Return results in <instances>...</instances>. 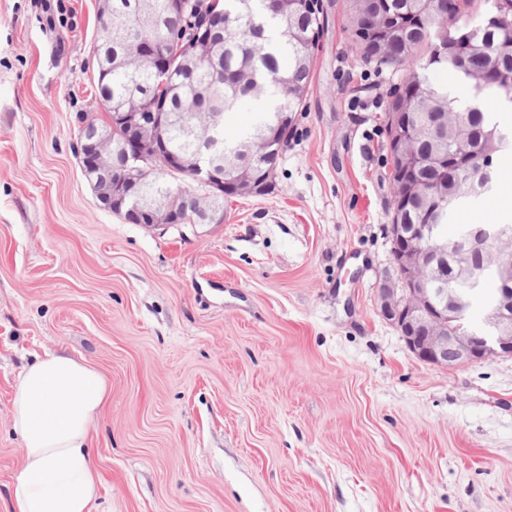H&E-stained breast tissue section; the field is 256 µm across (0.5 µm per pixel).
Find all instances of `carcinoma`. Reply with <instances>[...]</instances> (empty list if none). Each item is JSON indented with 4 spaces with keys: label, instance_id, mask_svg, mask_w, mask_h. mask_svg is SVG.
<instances>
[{
    "label": "carcinoma",
    "instance_id": "obj_1",
    "mask_svg": "<svg viewBox=\"0 0 512 512\" xmlns=\"http://www.w3.org/2000/svg\"><path fill=\"white\" fill-rule=\"evenodd\" d=\"M139 0H112V26L100 23L96 44L101 47L104 67L108 73L98 72L96 103L107 119L99 125L111 129L110 117L115 112H167L168 123L162 127L167 143L177 154L191 157L197 149H207L215 158H223L224 182L236 179L238 166L249 167L254 177L266 182L276 169L274 157L259 156L253 143L260 138H273L286 145L294 122V112L307 97L313 50L319 39L321 26L314 11L295 17L291 25L284 24L278 14L268 8L267 0H220L216 10H208L207 24L211 25L213 41L210 55L198 59L193 55L192 42L185 41L181 52L171 63L172 76L165 90L154 87L153 76L147 64L138 67L129 63L131 48L139 41L151 40L155 32L140 28L137 12ZM159 28L193 29L195 15H187L172 6L171 0H156ZM381 9L395 20L405 38L384 55L373 48L367 33L372 21L353 17L354 36L362 49L364 59L396 68L405 73L401 93L413 98L410 111L415 151L420 163L413 171L414 178L428 191L440 192L454 176L473 174L478 160L477 137L488 130L496 131L501 145L509 143L498 122L484 110L487 101L506 99L512 94L498 83L487 86L478 95L473 107L450 96L448 86L430 79L429 73L452 72L462 86H470L472 69H490L493 72H512V52L502 48L503 38L485 23L462 24V31H478L481 50L470 57L467 64L459 62L457 53L433 56L435 42L443 33L437 15L435 0H381ZM276 86L280 96L273 112H266L247 127L233 128L228 119L251 100L267 94ZM458 113L459 121L471 129L476 138L435 137L430 129V114L435 106ZM489 180L478 191L465 197L448 198L438 209L426 210L417 206L392 203L395 224H433L434 238H445L449 217L466 205L487 196L493 189L498 170L489 166ZM169 188L168 175L154 173L148 182L138 187L146 196H160ZM485 226L474 220L457 227L448 240L468 242L475 231ZM471 262L488 272L486 282L492 292L486 303L500 298L498 271L490 272L489 255L481 251L469 253ZM456 295L470 306L471 300L483 291L472 280L457 276L456 259L451 254L440 257Z\"/></svg>",
    "mask_w": 512,
    "mask_h": 512
}]
</instances>
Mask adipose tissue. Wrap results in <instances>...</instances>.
<instances>
[{"label":"adipose tissue","instance_id":"adipose-tissue-1","mask_svg":"<svg viewBox=\"0 0 512 512\" xmlns=\"http://www.w3.org/2000/svg\"><path fill=\"white\" fill-rule=\"evenodd\" d=\"M109 391L101 373L64 354L24 368L12 415L23 459L10 488L15 512H96L101 477L91 433Z\"/></svg>","mask_w":512,"mask_h":512}]
</instances>
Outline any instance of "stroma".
Returning <instances> with one entry per match:
<instances>
[{"mask_svg":"<svg viewBox=\"0 0 512 512\" xmlns=\"http://www.w3.org/2000/svg\"><path fill=\"white\" fill-rule=\"evenodd\" d=\"M56 2L51 30L42 0H0V512L19 374L48 352L111 388L98 512H512V356L433 366L380 314L402 75L363 60L350 0H318L271 192L181 231L85 179L99 0Z\"/></svg>","mask_w":512,"mask_h":512,"instance_id":"stroma-1","label":"stroma"}]
</instances>
